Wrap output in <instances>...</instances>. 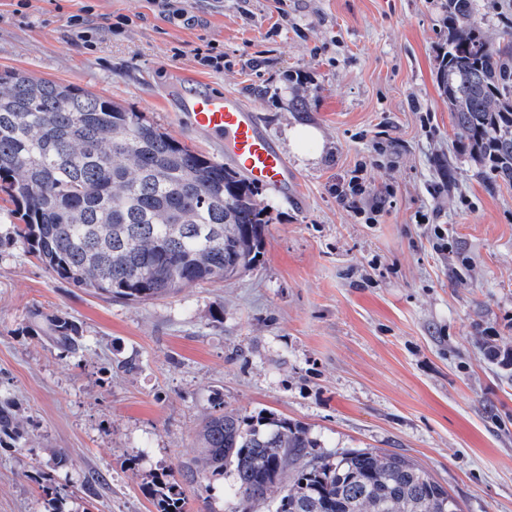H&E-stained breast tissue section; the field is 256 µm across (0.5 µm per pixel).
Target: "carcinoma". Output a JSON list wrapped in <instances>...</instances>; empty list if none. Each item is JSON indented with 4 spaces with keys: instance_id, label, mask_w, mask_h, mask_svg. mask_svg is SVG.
<instances>
[{
    "instance_id": "carcinoma-1",
    "label": "carcinoma",
    "mask_w": 512,
    "mask_h": 512,
    "mask_svg": "<svg viewBox=\"0 0 512 512\" xmlns=\"http://www.w3.org/2000/svg\"><path fill=\"white\" fill-rule=\"evenodd\" d=\"M447 30L436 81L457 138L495 180L512 183V29L484 37L476 0H441ZM22 242L77 288L149 301L254 269L264 232L258 186L162 131L141 112L70 84L0 72V185ZM61 349L77 326L31 312ZM205 471H233L241 512L282 484L275 512H462L404 456L348 450L310 456L305 428L224 412L201 434ZM161 512H184L165 486Z\"/></svg>"
}]
</instances>
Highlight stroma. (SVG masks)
I'll list each match as a JSON object with an SVG mask.
<instances>
[{
	"label": "stroma",
	"mask_w": 512,
	"mask_h": 512,
	"mask_svg": "<svg viewBox=\"0 0 512 512\" xmlns=\"http://www.w3.org/2000/svg\"><path fill=\"white\" fill-rule=\"evenodd\" d=\"M94 7L89 41L69 15ZM0 0V71L72 84L141 112L215 160L224 148L174 110L178 74L238 93L297 173L302 203L270 189L255 270L148 302L95 295L0 244V512H238L234 475L199 465V431L226 411L302 425L312 455L369 449L428 471L463 512H512V184L462 155L436 85L440 0ZM120 30H109L117 17ZM217 47L224 65L201 66ZM431 113L433 134L421 128ZM318 157L290 151L297 125ZM364 224L332 188L371 155ZM448 227L435 252L419 211ZM79 329L70 354L33 309ZM291 145L299 151H309L316 148L321 142L320 132L312 126H297L290 136Z\"/></svg>",
	"instance_id": "obj_1"
}]
</instances>
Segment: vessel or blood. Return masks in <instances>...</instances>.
<instances>
[{
    "instance_id": "b4317fda",
    "label": "vessel or blood",
    "mask_w": 512,
    "mask_h": 512,
    "mask_svg": "<svg viewBox=\"0 0 512 512\" xmlns=\"http://www.w3.org/2000/svg\"><path fill=\"white\" fill-rule=\"evenodd\" d=\"M185 79L187 85L177 96V110L196 131L223 145L225 163L260 186L299 200L297 174L258 113L236 93L199 85L190 73Z\"/></svg>"
}]
</instances>
